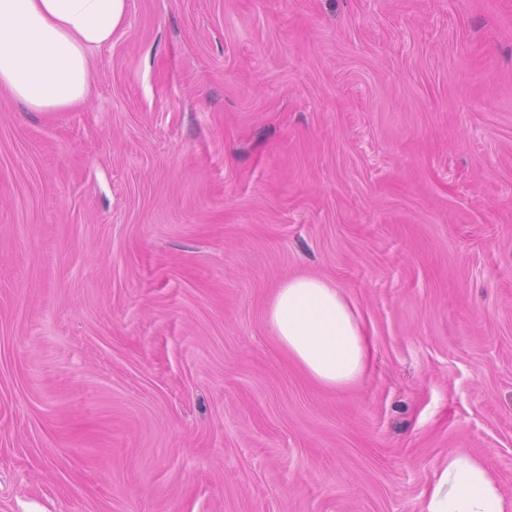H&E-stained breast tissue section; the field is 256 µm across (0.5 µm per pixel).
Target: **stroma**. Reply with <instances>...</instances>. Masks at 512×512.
Listing matches in <instances>:
<instances>
[{"label":"stroma","mask_w":512,"mask_h":512,"mask_svg":"<svg viewBox=\"0 0 512 512\" xmlns=\"http://www.w3.org/2000/svg\"><path fill=\"white\" fill-rule=\"evenodd\" d=\"M128 4L83 107L0 91V512H425L452 448L512 499V0ZM266 318L288 355L319 384L336 388L363 377L367 337L356 312L330 280L289 278L276 289Z\"/></svg>","instance_id":"1"}]
</instances>
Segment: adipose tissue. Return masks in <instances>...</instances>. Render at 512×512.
<instances>
[{
  "mask_svg": "<svg viewBox=\"0 0 512 512\" xmlns=\"http://www.w3.org/2000/svg\"><path fill=\"white\" fill-rule=\"evenodd\" d=\"M128 0H0V89L31 112H65L86 103L94 52L123 25ZM267 322L303 370L336 388L363 377L367 337L352 306L328 279L281 283ZM426 512H512L477 457L449 450L434 478Z\"/></svg>",
  "mask_w": 512,
  "mask_h": 512,
  "instance_id": "adipose-tissue-1",
  "label": "adipose tissue"
}]
</instances>
